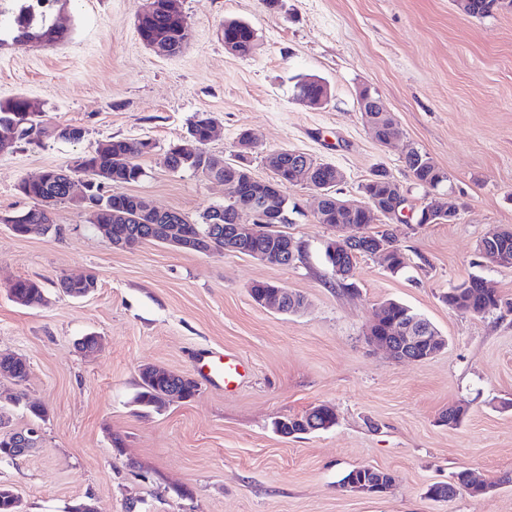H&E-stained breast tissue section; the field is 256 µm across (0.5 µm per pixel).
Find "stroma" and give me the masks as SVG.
Wrapping results in <instances>:
<instances>
[{"mask_svg": "<svg viewBox=\"0 0 512 512\" xmlns=\"http://www.w3.org/2000/svg\"><path fill=\"white\" fill-rule=\"evenodd\" d=\"M141 0H57L66 28L56 44L6 39L0 46V100L23 95L50 124L83 128L80 141L25 143L0 154V215L32 207L17 185L69 167L101 140H151L144 176L129 194L181 212L198 224L224 203V187L164 163L199 112L215 118L207 152L231 158L241 131L255 134L251 171L272 176L271 150L307 153L343 175L341 198L382 168L402 185L407 209L427 201L404 164L427 153L448 175V224H397L407 266L390 272L380 258L357 259L350 295L324 258L332 229L318 223L317 196L289 189L284 225L302 250L288 266L250 256L197 253L157 243L115 251L70 203L53 209L50 232L15 236L0 223V356L26 359L22 384L0 377V433L46 415L34 448L0 460V484L22 512H68L93 498L98 512H512V484L489 496L459 491L446 502L428 489L466 471L494 480L512 474V313L475 316L449 309V288L480 276L512 300V265L479 264L477 245L512 227V8L485 17L455 0H179L191 29L179 56L144 47L135 29ZM248 23L253 55L225 51L228 20ZM330 89L312 109L295 99L300 77ZM369 88L394 114L399 135L381 146L357 107ZM95 272L97 288L73 298L60 277ZM41 282L45 301L16 304L17 279ZM268 281L302 295L301 312L256 305L250 286ZM388 299L424 315L448 345L435 357L398 362L367 339L375 307ZM100 338L87 353L77 342ZM207 351L246 367L236 386L201 379ZM157 365L198 381L196 396L163 410L135 401L140 370ZM327 404L338 419L312 434L284 437L277 420ZM466 409L456 427L448 407ZM390 472L391 490L354 495L339 486L350 469Z\"/></svg>", "mask_w": 512, "mask_h": 512, "instance_id": "obj_1", "label": "stroma"}]
</instances>
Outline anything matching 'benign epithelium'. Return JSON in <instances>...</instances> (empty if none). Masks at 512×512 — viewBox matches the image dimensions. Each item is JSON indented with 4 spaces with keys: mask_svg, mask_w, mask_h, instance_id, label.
<instances>
[{
    "mask_svg": "<svg viewBox=\"0 0 512 512\" xmlns=\"http://www.w3.org/2000/svg\"><path fill=\"white\" fill-rule=\"evenodd\" d=\"M357 105L367 125L376 129L377 123L373 112H381L383 108L379 101L372 97L370 92L362 90L357 95ZM255 142L252 134L245 130L238 137L236 151L230 159L212 157L217 168H235L242 159L250 157ZM83 172V159H78L66 170L57 172L63 178L65 200L80 211L86 213L97 232L109 243L114 250L127 251L137 248L142 242V233L130 230L112 232V225L129 223L130 215L120 209H106L102 203L93 202L90 196L95 188V181L89 179L78 180L77 176ZM296 183L310 188L319 195V204L315 211V217L323 216L326 203L333 197V188L341 182V178L330 184L323 183L314 164L307 160H300L295 164ZM204 175L224 185L225 195L228 201L233 202L241 196L248 184L257 182L252 174L246 172L242 177L230 180L217 178L209 172ZM81 182L83 190L75 192L76 182ZM142 207L136 213L148 216L155 220L151 229L161 236V242L176 249L209 253L214 250L239 253L252 240L264 236L271 241L279 242L274 247L267 246L261 250L251 252V257L274 265H286L288 259L297 255L298 245L280 229V225L289 222L288 197L285 192L277 188L269 195H256L246 205H235L234 209L226 214L218 211L213 213L212 228L214 234L201 236L184 234L179 232L178 225L186 222L180 213L174 210H160L146 197H141ZM405 203L401 196H393L387 205H379L373 201L363 204V208L371 211L373 216L385 222L403 224L406 222ZM427 217L435 224L452 223L455 221L456 209L441 204L437 199H432L426 206ZM229 219L228 224H223V219ZM335 235L326 242V248L331 253L348 250V245L355 243L364 237V227L349 224H338L333 228ZM288 298V290L278 288L260 300V306L276 313L288 312L284 306ZM370 341L376 345L387 348L394 358L408 363L421 362L439 354L447 345L444 337L438 335L430 326L427 319L419 316L399 318L389 323L387 335L370 336ZM347 492L366 496H377L388 491V488L379 486L365 478L353 477L342 486Z\"/></svg>",
    "mask_w": 512,
    "mask_h": 512,
    "instance_id": "1",
    "label": "benign epithelium"
}]
</instances>
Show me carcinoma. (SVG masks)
Returning a JSON list of instances; mask_svg holds the SVG:
<instances>
[{"label":"carcinoma","mask_w":512,"mask_h":512,"mask_svg":"<svg viewBox=\"0 0 512 512\" xmlns=\"http://www.w3.org/2000/svg\"><path fill=\"white\" fill-rule=\"evenodd\" d=\"M14 4L11 12L9 26L14 30L13 39H33L40 42H57L63 40L65 32L55 26L51 20V9L57 0H10ZM136 31L140 41L144 44H158L169 50V56L175 57L182 53L183 35L180 31L170 26L162 8L158 7L150 12L137 14ZM253 28L237 20H229L224 23V39H233L243 53H248ZM211 117L202 112L194 116L188 128V136L198 144L206 145L209 142V123ZM66 128L50 127L40 120L39 107L24 96L0 100V133H8L18 141L28 144H38L44 139H55L64 134ZM140 142L127 139L109 137L98 142L96 148L84 156L86 174L90 177L102 173L111 177V183L95 187L96 199H102L106 194H111L112 203L119 205L130 213L136 212L135 195L120 191V187L139 181L144 175L143 168L137 159L151 153L149 149L138 148ZM129 156V161L120 169H114L116 158ZM166 164L173 170L197 171L203 164V157H195L183 154L177 143L169 145L165 153ZM295 160L284 153L279 156V162L275 168L278 178L274 185L285 189L293 186L295 174L293 165ZM405 167L414 183L425 188L427 186L441 187L448 181V174L440 168L430 156L418 150H414L405 157ZM391 184L387 180V172L375 170L370 178L361 186V193L375 198L381 203L387 202ZM18 191L25 198L35 201V206L26 210L28 223L53 225L52 218L48 217L45 210L58 202L63 201L61 186L58 178H50L42 183H28L21 181ZM326 224H354L369 225L373 221L363 209L345 210L332 208L326 212ZM384 240L393 245L390 271L397 273L405 268L404 253L395 246L392 232L370 233L362 239L355 250V256H365L370 250L369 241ZM10 294L23 302L25 306H37L44 303V289L39 281L30 278L16 280L10 288ZM443 301L448 307L469 313L472 315H484L502 308L512 312V302L505 301L494 292H486L483 289L481 278L474 277L470 281L450 289L443 295ZM28 366L12 363L7 366L0 365V376L7 377L14 382L26 380ZM184 390L186 396H192L191 384L177 383L173 376L166 373H158L148 377H141L140 389L136 395V403L145 408H154L161 397L172 390ZM312 417L319 422L322 429L326 430L336 424V411L328 406L314 407ZM365 477L369 480L379 481L389 486L393 482L390 473L377 468L368 469L357 467L345 474ZM466 489L470 495L480 497L483 495L482 486L470 480L467 472L462 471L455 475L453 483L439 500L447 501L457 495L459 489Z\"/></svg>","instance_id":"carcinoma-1"}]
</instances>
